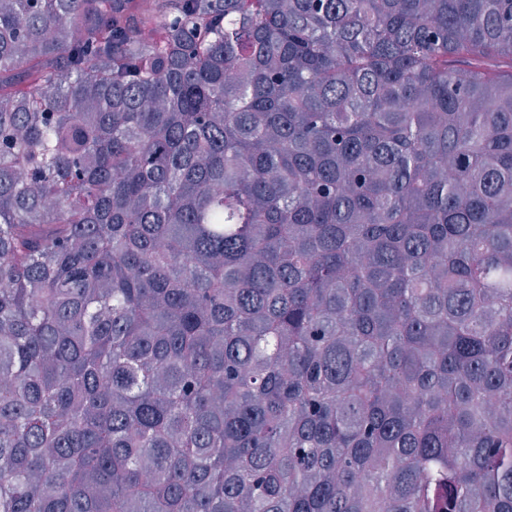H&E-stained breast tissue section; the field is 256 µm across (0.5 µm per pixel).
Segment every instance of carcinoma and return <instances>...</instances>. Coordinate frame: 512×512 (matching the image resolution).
Listing matches in <instances>:
<instances>
[{
    "label": "carcinoma",
    "mask_w": 512,
    "mask_h": 512,
    "mask_svg": "<svg viewBox=\"0 0 512 512\" xmlns=\"http://www.w3.org/2000/svg\"><path fill=\"white\" fill-rule=\"evenodd\" d=\"M0 512H512V0H0Z\"/></svg>",
    "instance_id": "obj_1"
}]
</instances>
